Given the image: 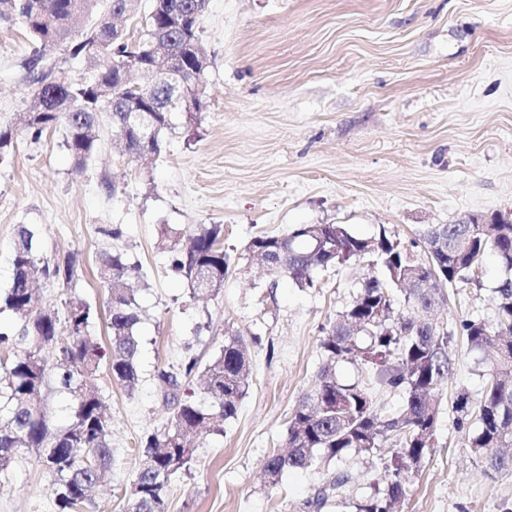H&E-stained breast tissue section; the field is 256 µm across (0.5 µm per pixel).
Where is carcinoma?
Listing matches in <instances>:
<instances>
[{"mask_svg": "<svg viewBox=\"0 0 512 512\" xmlns=\"http://www.w3.org/2000/svg\"><path fill=\"white\" fill-rule=\"evenodd\" d=\"M97 2L0 0V20L19 19L36 43L26 62L31 106L14 122L0 125V161L9 156L19 133L37 140L62 123L72 161L83 168L97 150L104 114L127 155H157L161 133L176 112L172 102L181 93V84L203 85L208 56L198 31L206 0H153L142 20L145 35L138 38L116 24L118 15H138L139 5L128 0H110L108 11L95 23L76 28L75 19L93 13ZM158 31L176 66L170 75L158 66L156 88L132 108L125 95L131 82L119 61L134 51L139 53L137 62L156 64L153 47ZM56 50L84 59L88 76L78 80L62 67L46 69V54ZM416 235L423 258L384 229L370 241L344 224H304L286 234L250 240L248 251L261 258L273 286L288 278L309 288L315 273L349 261L366 259L377 269L320 340L323 363L315 384L292 409L284 450L272 452L263 465L269 486H277L289 470L316 467L352 452L370 454L389 443L392 454L385 483L357 505V512H394L405 499L407 473L420 470L432 456L441 418L439 397L452 365V334L432 315V306L443 296V288L473 280L488 255L504 273L494 289V320L460 323L485 384L477 397L459 391L452 409L470 452L489 472L512 474V224H423ZM160 236L172 253V270L193 293L221 294L230 267L224 225L201 224L184 240L163 227ZM38 239L37 225H17L12 282L0 291V314L12 319L0 326V352L5 356L0 361V474L21 452L33 451L57 484L59 512H76L112 467V416L91 389L92 377L105 358L115 383L129 393L139 384L141 317L133 285L138 274L120 253L100 256L108 290L110 336L105 349L91 334L93 315L82 299L65 302L63 323L57 312L38 305L35 280L68 284L80 264L76 252L52 260L40 257ZM47 348L58 353L54 366L43 356ZM344 361L357 362L367 374L376 375L382 389L402 395L400 409L386 415L374 402L368 383L339 381L336 368ZM197 373L205 380L202 403L192 400L184 388L185 379ZM156 377L170 415L162 429L144 441L142 467L123 512H168L172 460L180 462L175 472L187 468L200 435L237 414L249 387L247 340L239 331L227 330L222 349L207 364L188 357L178 371L162 368ZM52 383L73 402V416L60 426L52 424L45 408V393ZM348 481V473L336 472L303 503L304 512H323Z\"/></svg>", "mask_w": 512, "mask_h": 512, "instance_id": "1", "label": "carcinoma"}]
</instances>
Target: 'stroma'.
<instances>
[{"label": "stroma", "mask_w": 512, "mask_h": 512, "mask_svg": "<svg viewBox=\"0 0 512 512\" xmlns=\"http://www.w3.org/2000/svg\"><path fill=\"white\" fill-rule=\"evenodd\" d=\"M200 40L205 107L193 124L174 114L149 163L122 157L106 122L80 172L65 126L18 136L0 162V289L12 278L17 225H37L45 258L80 255L72 285L38 282L41 306L61 313L79 295L104 345L99 257L119 251L138 268L141 381L127 393L104 364L93 380L112 414V469L81 512H122L143 461L140 440L169 416L157 370H178L189 353L208 362L230 328L249 341L250 386L236 418L201 439L189 468L172 477L169 512H302L336 470L350 481L327 512H355L382 486L389 447L287 472L275 487L262 469L315 381L325 329L373 270L350 262L317 275L314 287L273 289L248 243L299 224H345L408 245L423 224L512 218V0H209ZM30 53L23 24L0 20L1 124L30 105ZM106 224L121 237L104 236ZM162 224L223 225L232 264L218 297L193 295L170 270ZM502 277L490 257L473 281L444 291L453 368L432 457L409 476L401 512H512V475L486 474L451 413L457 392L483 384L459 323L494 318ZM0 512H58L54 478L34 452L0 479Z\"/></svg>", "instance_id": "stroma-1"}]
</instances>
